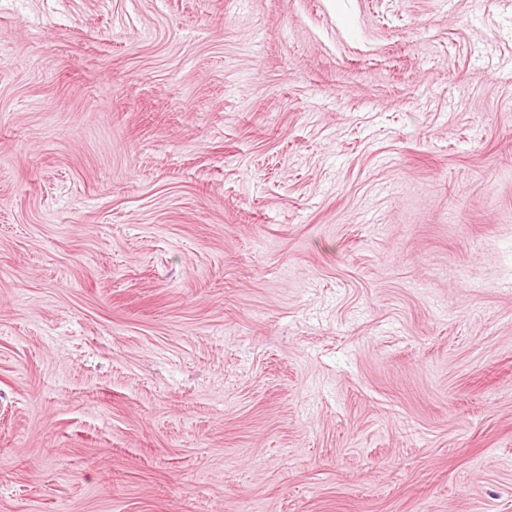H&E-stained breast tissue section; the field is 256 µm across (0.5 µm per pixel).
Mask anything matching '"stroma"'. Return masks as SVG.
I'll list each match as a JSON object with an SVG mask.
<instances>
[{"label": "stroma", "instance_id": "stroma-1", "mask_svg": "<svg viewBox=\"0 0 512 512\" xmlns=\"http://www.w3.org/2000/svg\"><path fill=\"white\" fill-rule=\"evenodd\" d=\"M0 512H512V0H0Z\"/></svg>", "mask_w": 512, "mask_h": 512}]
</instances>
